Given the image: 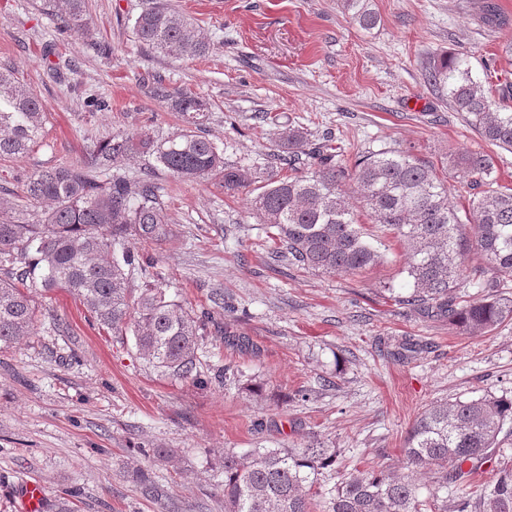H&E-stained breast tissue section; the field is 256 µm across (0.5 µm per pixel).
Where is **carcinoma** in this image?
<instances>
[{"mask_svg":"<svg viewBox=\"0 0 512 512\" xmlns=\"http://www.w3.org/2000/svg\"><path fill=\"white\" fill-rule=\"evenodd\" d=\"M42 10L60 19L61 29L81 32L88 0H42ZM363 30L380 23L368 0H343ZM135 39L175 59L212 52L193 21L169 3L158 2L137 16ZM428 81L448 91L454 109L489 144L512 149V110L496 104L474 80L467 59L444 54L430 63ZM150 93L180 114L183 127L166 138L147 131L118 134L98 144L89 160L43 166L23 184L26 201L48 207L32 222L0 218V348L37 331L33 292L64 289L79 299L95 321L116 336L131 334L138 353L162 372L199 381L200 322L156 281L130 287L143 258L138 241L161 243L170 236L167 205L151 177L107 174L127 157L143 155L155 168L194 181L211 180L228 193L250 195L252 214L274 230L280 256L323 273L359 275L383 259L347 205L358 196L365 216L392 232L407 255V279L389 288L394 301L424 318L448 321L461 334H486L512 321V188L496 185L492 158L481 153L449 156L454 177L481 182L486 190L468 211L448 202V186L408 148L362 156L349 170L335 162L329 143H310L290 126L280 133L277 160L295 170L305 154L307 171L282 177L258 176L224 163V150L204 127L210 102L188 88L158 82ZM47 120L42 105L8 70L0 69V159L28 153L40 143ZM478 263L471 288H501L491 296L463 297V263ZM512 435V398L487 394L431 405L413 422L404 448L405 472L357 470L326 488L324 471L336 470L337 450L252 448L224 452V512H512V457L502 462L479 505L465 489L500 435ZM141 495L162 512H179L164 485L137 468ZM458 490L448 505V487Z\"/></svg>","mask_w":512,"mask_h":512,"instance_id":"1","label":"carcinoma"}]
</instances>
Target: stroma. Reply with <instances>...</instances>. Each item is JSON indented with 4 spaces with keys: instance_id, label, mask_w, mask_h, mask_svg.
<instances>
[{
    "instance_id": "1",
    "label": "stroma",
    "mask_w": 512,
    "mask_h": 512,
    "mask_svg": "<svg viewBox=\"0 0 512 512\" xmlns=\"http://www.w3.org/2000/svg\"><path fill=\"white\" fill-rule=\"evenodd\" d=\"M153 0H88L84 32H60L37 0H0V67L15 69L47 114L46 138L26 155L0 160V206L25 220L24 180L40 166L88 159L93 144L149 130L166 137L178 113L148 92L155 81L188 87L212 104L206 132L227 165L259 169L278 135L299 125L359 156L409 147L427 165L480 152L497 182L512 186V152L492 146L426 79L433 58L468 57L494 100L512 84L502 49L512 40V0H492L500 18H480L483 0H370L381 23H353L340 0H171L213 45L178 60L137 43L130 20ZM71 62L50 77L46 56ZM100 93L109 110L84 101ZM173 229L162 244L140 243L139 288L161 280L204 313L203 383L173 378L137 352L133 337L99 329L63 290L38 297L35 336L0 349V512H21L22 484L46 496L70 489L75 512H160L141 496L133 468L165 483L181 512H224L225 451L301 448L340 452L339 472L403 467L407 431L437 401L512 396V322L481 335L449 329L389 299L406 256L389 230L381 263L358 277L274 259L278 244L244 195L207 180L156 173ZM224 296V307L212 301ZM414 352L398 358L403 342ZM227 378H219L220 369ZM263 421L256 432L255 421ZM144 448H167L166 459Z\"/></svg>"
}]
</instances>
